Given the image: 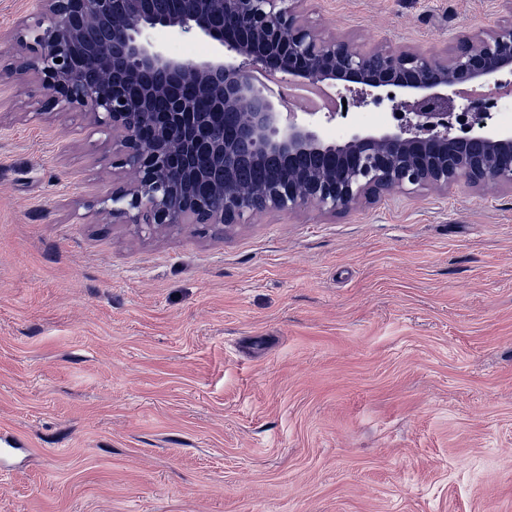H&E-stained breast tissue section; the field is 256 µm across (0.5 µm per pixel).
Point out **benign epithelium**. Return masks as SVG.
Returning a JSON list of instances; mask_svg holds the SVG:
<instances>
[{
    "mask_svg": "<svg viewBox=\"0 0 512 512\" xmlns=\"http://www.w3.org/2000/svg\"><path fill=\"white\" fill-rule=\"evenodd\" d=\"M305 0H39V17L20 29L15 76L36 74L44 91L40 114L86 112L112 139V166L122 185L90 207L127 224L161 229L181 224H238L267 210L357 208L363 199L405 186L446 190L463 179L479 189L512 188V129L491 122L487 101L512 77V24L470 30L449 48L366 46L323 33L297 5ZM157 27L195 32L212 41V58L176 57L155 42ZM97 70L85 80L76 56ZM62 62L57 63L55 59ZM271 69L305 84L362 85L375 103L418 106L405 123L379 131L352 129L343 143L327 141L316 112H284L253 73ZM488 89L470 101L467 135L456 134L448 104L463 83ZM130 85L138 87L131 96ZM167 102L164 115L158 101ZM206 103L233 120L235 133L205 121ZM155 126L145 139L141 130ZM469 144L479 156L461 158ZM265 158L284 170L263 184L241 181L244 157ZM204 157L220 177L211 193L194 189ZM336 159L333 167L303 164Z\"/></svg>",
    "mask_w": 512,
    "mask_h": 512,
    "instance_id": "1",
    "label": "benign epithelium"
}]
</instances>
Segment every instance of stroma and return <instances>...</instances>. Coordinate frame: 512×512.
I'll return each mask as SVG.
<instances>
[{
    "label": "stroma",
    "mask_w": 512,
    "mask_h": 512,
    "mask_svg": "<svg viewBox=\"0 0 512 512\" xmlns=\"http://www.w3.org/2000/svg\"><path fill=\"white\" fill-rule=\"evenodd\" d=\"M450 45L512 0H305ZM36 0H0V69ZM323 124L380 130L359 90ZM0 83V512H512V190L393 189L153 232L87 207L112 143Z\"/></svg>",
    "instance_id": "35a3bbf8"
}]
</instances>
